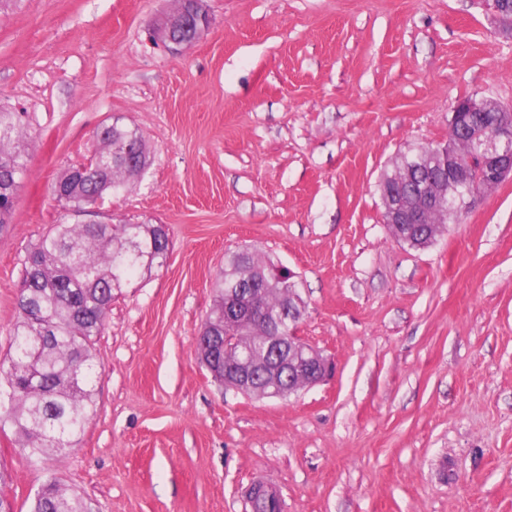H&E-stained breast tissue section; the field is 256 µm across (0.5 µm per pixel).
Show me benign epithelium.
I'll return each mask as SVG.
<instances>
[{"mask_svg": "<svg viewBox=\"0 0 512 512\" xmlns=\"http://www.w3.org/2000/svg\"><path fill=\"white\" fill-rule=\"evenodd\" d=\"M491 8L500 23V33L512 37V24L506 22V0H491ZM210 19L194 0L179 12H166L157 16L151 25L150 35L169 54L178 56L186 49L185 43L173 38L177 27L194 28L197 37L207 31ZM494 103L476 96L459 98L452 108L449 127L459 126L475 151L471 162L463 164L452 143L435 146L432 152L434 166L440 176L427 183V190L420 197L410 198L390 187H381V197L389 224H421L423 213L431 207L444 206L448 195L455 194V213L465 214L471 200L469 189L479 181L486 191H491L512 176V114L495 122L484 119L485 112ZM294 309L283 310L276 318L282 335L271 337L268 352L275 365L292 374L301 372L308 376V385L324 381L331 371V361L322 352L297 334ZM276 370H264L253 361L251 354L241 356L236 372L224 375V386L242 391L257 379L271 381Z\"/></svg>", "mask_w": 512, "mask_h": 512, "instance_id": "obj_1", "label": "benign epithelium"}]
</instances>
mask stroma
<instances>
[{"mask_svg": "<svg viewBox=\"0 0 512 512\" xmlns=\"http://www.w3.org/2000/svg\"><path fill=\"white\" fill-rule=\"evenodd\" d=\"M172 57L148 25L174 0H11L0 109L22 112L28 169L0 228V362L24 262L77 216L63 171L122 118L150 163L96 220L163 224L162 267L116 290L95 341V408L76 448L29 465L0 433V500L28 512L45 473L96 512H512V179L432 246L398 242L379 182L448 140L456 100L512 109V40L480 0H205ZM295 276L297 332L334 365L287 399L211 376L197 336L226 253Z\"/></svg>", "mask_w": 512, "mask_h": 512, "instance_id": "35a3bbf8", "label": "stroma"}]
</instances>
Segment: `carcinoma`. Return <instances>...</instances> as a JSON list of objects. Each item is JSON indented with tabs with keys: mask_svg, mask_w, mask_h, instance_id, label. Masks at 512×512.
Instances as JSON below:
<instances>
[{
	"mask_svg": "<svg viewBox=\"0 0 512 512\" xmlns=\"http://www.w3.org/2000/svg\"><path fill=\"white\" fill-rule=\"evenodd\" d=\"M100 147L89 164L65 170L54 195L70 210H81L108 191L128 189L149 165L140 131L119 119L96 132ZM27 127L16 112L0 111V227L12 215L27 170ZM429 223L388 225L399 241L431 239L447 225L460 222L443 209L428 215ZM168 239L157 224H57L25 263L19 297V319L13 330V356L0 366V432L10 428L22 452L35 465L78 444L94 411L93 386L99 376L93 364L94 338L104 329L113 290L131 276L161 265ZM275 265L255 252L224 257L215 285L208 329L197 347L206 351L212 377L236 365L247 348L264 353L273 335L275 317L288 306L296 284L273 273ZM241 291L239 309L224 307V297ZM238 344L224 350V338ZM29 512H94L92 505L68 493L46 473Z\"/></svg>",
	"mask_w": 512,
	"mask_h": 512,
	"instance_id": "1",
	"label": "carcinoma"
}]
</instances>
